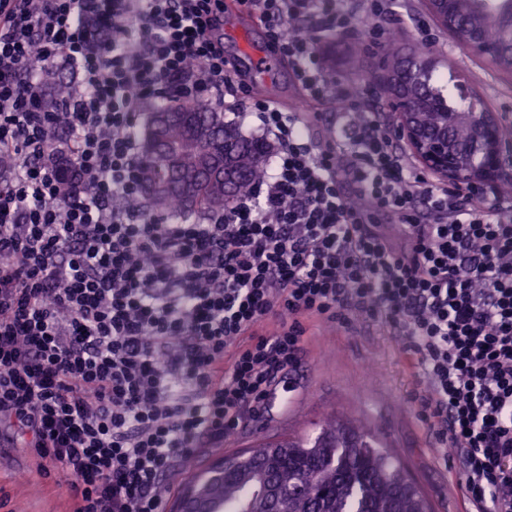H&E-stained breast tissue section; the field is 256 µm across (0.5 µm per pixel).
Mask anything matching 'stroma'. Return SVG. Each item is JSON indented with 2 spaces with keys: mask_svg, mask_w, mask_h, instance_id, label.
Instances as JSON below:
<instances>
[{
  "mask_svg": "<svg viewBox=\"0 0 512 512\" xmlns=\"http://www.w3.org/2000/svg\"><path fill=\"white\" fill-rule=\"evenodd\" d=\"M398 43L383 38L368 43L364 53H353L351 39L319 42L317 56L327 71L345 84L362 86V77L378 62L402 53L413 54L418 43H427L439 59L435 79L464 76L470 95L479 107L496 113L512 128V76L495 69L483 58L457 45L435 26L423 0H395ZM271 51L264 25L228 10L224 13V58L262 99L288 112L302 91L288 62L270 71L256 70L244 57ZM404 339L382 326L364 321L344 325L312 322L299 368L288 380L293 386L281 414L267 425H256L207 449L191 468L204 470L214 458L246 449L266 435L268 428L291 436L311 435L328 412L345 417L367 416L379 441L410 471L430 502L433 512H466L458 485V462L445 457L426 425L417 416L415 396L420 387L403 353ZM67 483L59 475L40 472L32 449L16 439L0 447V512H73Z\"/></svg>",
  "mask_w": 512,
  "mask_h": 512,
  "instance_id": "1",
  "label": "stroma"
}]
</instances>
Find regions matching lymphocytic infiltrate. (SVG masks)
Masks as SVG:
<instances>
[{"instance_id":"obj_1","label":"lymphocytic infiltrate","mask_w":512,"mask_h":512,"mask_svg":"<svg viewBox=\"0 0 512 512\" xmlns=\"http://www.w3.org/2000/svg\"><path fill=\"white\" fill-rule=\"evenodd\" d=\"M303 86L359 113L335 143L253 99L275 161L254 193L173 224L139 198L136 122L161 101L223 102L224 0H0V429L66 479L75 512H163L202 449L267 423L306 321L361 319L405 339L417 415L457 457L467 512H512V218L425 175L361 89L313 53L393 0H248ZM305 26L290 36L289 22ZM78 80L49 111L47 68ZM387 214L404 243L368 224Z\"/></svg>"}]
</instances>
